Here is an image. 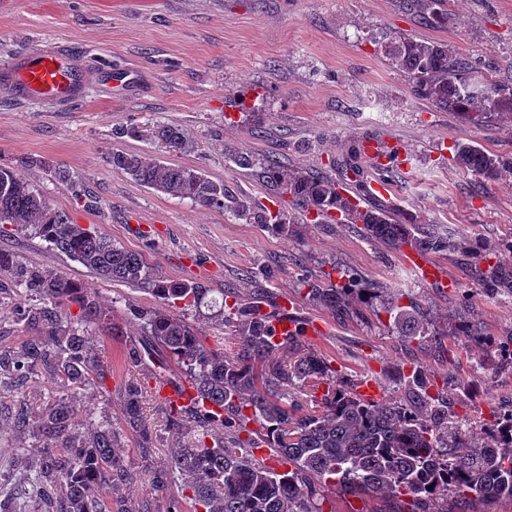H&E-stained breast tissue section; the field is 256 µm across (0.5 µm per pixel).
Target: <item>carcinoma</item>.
<instances>
[{"label":"carcinoma","mask_w":512,"mask_h":512,"mask_svg":"<svg viewBox=\"0 0 512 512\" xmlns=\"http://www.w3.org/2000/svg\"><path fill=\"white\" fill-rule=\"evenodd\" d=\"M409 10L429 23L448 24L447 0H404ZM385 53L412 81L416 92L437 108L479 120L492 112H512V100L496 98L499 89L472 81L468 64L448 46L403 39L385 47ZM157 136L186 144L181 130L163 126ZM358 147L344 160L356 175L352 195L365 189L357 165ZM453 158L463 170L495 180L501 162L468 143L454 145ZM112 169L136 183L173 198L203 206L224 208L247 224H261L281 235L290 225L281 216L259 210L246 199L226 200L224 183L200 170L165 162L151 154L115 150ZM264 178L279 193L324 218L329 208L351 211L350 200L338 193L339 184L324 176L274 162L263 165ZM395 248L424 252L476 255L487 261L486 278L500 292L512 296V267L488 261L485 249L467 235L448 236L413 221L388 218L376 207L352 211L351 224ZM0 224L20 230L32 228L56 250L104 280L136 284L161 301L162 306L132 313L139 321L142 343L129 352L132 364L142 353H161L191 381L197 397L188 406L166 401L168 427L190 438L188 445L169 451L168 465L149 474L154 491L171 485L181 496L171 498L167 512H335L336 491L378 496L395 505V512H448V499L484 503H512V412L497 418L485 434L463 452L448 433V403L431 392L422 372L400 379L403 395L367 401L336 377L331 361L299 347V335L275 336L273 316L266 315L264 296L224 303L220 315L240 339L228 355L206 346L196 329L167 306L194 307L204 288L190 281L154 277L142 257L106 236L53 210L45 197L9 167H0ZM18 286L35 303L23 304L19 322L35 336L17 348L0 350V370L16 379L46 373L70 384L106 387L112 371L93 345L101 332L112 336V311L101 307L94 289L58 273L28 269ZM308 299L334 310L345 301L371 303L378 295L355 288L353 281L339 288L309 284ZM77 313H72V308ZM388 311L412 325V336L426 331L396 303ZM311 398L309 410L291 398L290 386ZM142 386L126 385L124 420L140 433L143 453H149L150 434L141 413ZM222 413L202 412L203 402ZM14 427L32 441L26 480L45 497L51 512H132L124 494L127 471L112 420L90 421L66 398L34 416L19 407ZM213 428L224 433L214 435ZM267 448L284 458L287 468L267 465L255 454Z\"/></svg>","instance_id":"obj_1"}]
</instances>
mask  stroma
<instances>
[{
  "label": "stroma",
  "mask_w": 512,
  "mask_h": 512,
  "mask_svg": "<svg viewBox=\"0 0 512 512\" xmlns=\"http://www.w3.org/2000/svg\"><path fill=\"white\" fill-rule=\"evenodd\" d=\"M403 38L447 45L476 75L512 87V0H448L444 28L406 12L400 0H0V69L35 46L59 42L89 68L116 76L96 81L82 103L67 108L16 100L0 88V166L13 168L72 223L140 254L157 278L209 288L210 300L184 315L210 348L231 354L238 347L217 316L221 292L246 300L266 291L273 305L294 302L301 321L328 324L327 335L301 343L331 359L348 385L371 379L395 398L400 376L418 368L435 377L454 408L449 432L475 440L495 416L512 410V297L492 294L474 260L448 253L434 260L452 287L421 279L402 251L348 224L315 223L259 176L260 162L277 160L340 181L333 158L367 136L389 140L407 153L410 169L393 171L386 209L511 254L512 114L470 121L437 109L385 54L389 42ZM162 126L181 129L186 146L160 140ZM456 142L509 165L493 181L463 172L452 158ZM115 150L199 168L223 182L228 195L283 211L293 233L283 237L222 208L136 184L113 170ZM238 154L251 166L234 163ZM58 166L71 172L72 183L52 177ZM0 251L19 266L96 289L120 330L95 341L112 370L106 388L67 386L44 375L0 385V512H44L21 477L25 442L12 413L21 405L41 412L62 396L87 419L111 418L132 507L166 512L177 488L154 495L147 476L185 441L169 431L154 379L183 375L161 368L154 354L136 368L128 358L141 340L131 307L152 308L158 299L128 283L96 279L31 229L0 224ZM343 273L377 289L379 304L333 311L309 302L304 282L328 286ZM18 292L15 271L0 273V336L10 346L29 335L17 321ZM393 301L411 310L426 338L408 337L390 320L384 306ZM134 379L142 384L154 443L147 454L139 433L124 423L125 388Z\"/></svg>",
  "instance_id": "1"
}]
</instances>
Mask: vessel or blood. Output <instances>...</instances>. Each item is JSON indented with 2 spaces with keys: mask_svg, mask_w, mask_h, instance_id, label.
I'll list each match as a JSON object with an SVG mask.
<instances>
[{
  "mask_svg": "<svg viewBox=\"0 0 512 512\" xmlns=\"http://www.w3.org/2000/svg\"><path fill=\"white\" fill-rule=\"evenodd\" d=\"M94 73L64 45L42 46L15 59L0 70V84L22 100L38 99L68 107L80 102ZM407 264L428 281L446 282V274L428 257L408 250Z\"/></svg>",
  "mask_w": 512,
  "mask_h": 512,
  "instance_id": "1",
  "label": "vessel or blood"
}]
</instances>
